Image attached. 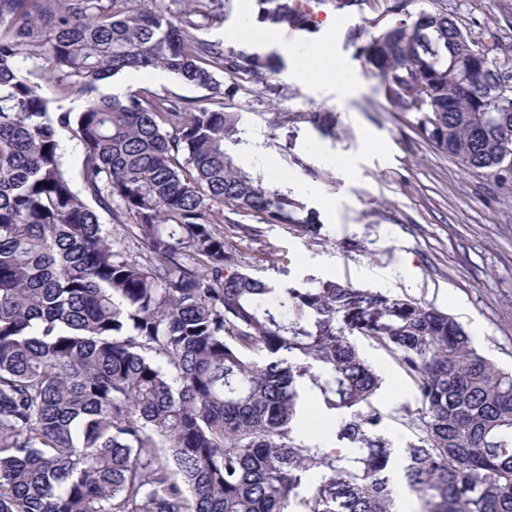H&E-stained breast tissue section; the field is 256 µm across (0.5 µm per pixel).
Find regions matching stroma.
Here are the masks:
<instances>
[{"instance_id":"1","label":"stroma","mask_w":512,"mask_h":512,"mask_svg":"<svg viewBox=\"0 0 512 512\" xmlns=\"http://www.w3.org/2000/svg\"><path fill=\"white\" fill-rule=\"evenodd\" d=\"M295 5L306 13L309 30L281 27L277 40L263 43L226 40L243 17L239 0H224L222 19L204 32L226 49L270 58L275 70L265 79L279 94L224 99L227 111L241 113L249 128L250 143L236 159L287 190L322 226L313 241L283 224L260 225L262 240L252 250L266 242L275 251L255 275L284 285L313 275L431 303L462 323L492 361L512 367V177L462 168L416 133L410 113L377 93V78L346 35L354 31L369 40L376 24L389 22V0H364L343 12L334 0ZM410 9L451 13L477 39L496 34L512 74V0H412ZM329 37L340 75L298 78L297 63L280 40L315 52ZM116 83L192 102L210 96L161 70L123 74L100 89L109 92ZM281 112L288 115L283 124L277 121ZM312 113L322 117V126L309 122ZM368 136L383 150L367 149ZM358 347L384 380L378 405L387 415L385 434L394 448H404L410 432L400 414L414 404V391L386 352L364 340Z\"/></svg>"}]
</instances>
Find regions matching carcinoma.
Listing matches in <instances>:
<instances>
[{
	"mask_svg": "<svg viewBox=\"0 0 512 512\" xmlns=\"http://www.w3.org/2000/svg\"><path fill=\"white\" fill-rule=\"evenodd\" d=\"M257 2L263 21L308 26L292 0ZM223 7L0 0V512H397L399 463L417 512H512V370L430 303L246 272L239 243L259 234L224 227V207L312 239L323 225L236 162L241 113L147 89L97 94L149 69L252 91L269 59L192 34ZM388 11L356 54L378 91L461 166L511 174L512 85L490 91L480 70L500 71L498 42L409 0ZM24 53L52 62L56 95ZM76 91L83 109H64ZM64 131L83 150L79 187ZM91 201L133 249L116 247ZM357 338L415 392L400 453ZM306 386L336 418L332 447L295 433Z\"/></svg>",
	"mask_w": 512,
	"mask_h": 512,
	"instance_id": "carcinoma-1",
	"label": "carcinoma"
}]
</instances>
